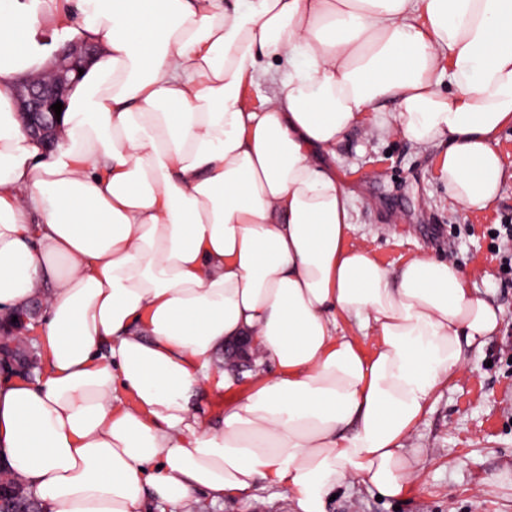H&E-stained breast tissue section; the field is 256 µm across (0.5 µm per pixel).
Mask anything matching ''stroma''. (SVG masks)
Segmentation results:
<instances>
[{
    "instance_id": "obj_1",
    "label": "stroma",
    "mask_w": 512,
    "mask_h": 512,
    "mask_svg": "<svg viewBox=\"0 0 512 512\" xmlns=\"http://www.w3.org/2000/svg\"><path fill=\"white\" fill-rule=\"evenodd\" d=\"M382 116L387 133L378 134L371 122L336 148V170L353 196L349 243L393 272L421 253L447 259L465 269L503 319L495 336L467 353L406 440L419 463L405 495L379 499L355 484L339 490L327 512H512V273L497 259L512 252V242L493 235L512 224V179L488 210H462L438 178L440 149L406 140L393 105ZM196 512H295V506L284 488L262 484L250 497L205 501Z\"/></svg>"
}]
</instances>
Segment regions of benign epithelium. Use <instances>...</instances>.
<instances>
[{"label":"benign epithelium","instance_id":"benign-epithelium-1","mask_svg":"<svg viewBox=\"0 0 512 512\" xmlns=\"http://www.w3.org/2000/svg\"><path fill=\"white\" fill-rule=\"evenodd\" d=\"M96 46L89 42H72L58 50L48 64L50 78L43 74L28 77L15 87L14 103L24 132L43 142L49 151L56 149L60 122L51 105L68 106L67 92L77 80L79 70L96 60ZM256 348L250 336H243L225 347V359L240 365L250 363V350Z\"/></svg>","mask_w":512,"mask_h":512}]
</instances>
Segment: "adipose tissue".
Returning a JSON list of instances; mask_svg holds the SVG:
<instances>
[{
  "label": "adipose tissue",
  "mask_w": 512,
  "mask_h": 512,
  "mask_svg": "<svg viewBox=\"0 0 512 512\" xmlns=\"http://www.w3.org/2000/svg\"><path fill=\"white\" fill-rule=\"evenodd\" d=\"M66 23L103 54L48 154L13 89ZM266 59L288 67L248 106ZM388 101L409 141L443 147L457 206L493 205L512 0H0V311L51 283L42 372L0 375V461L41 512H185L262 482L299 512L353 484L405 493V440L502 311L456 264L393 274L348 243L336 147ZM244 335L276 370L208 422L192 399L236 383L211 362Z\"/></svg>",
  "instance_id": "obj_1"
}]
</instances>
